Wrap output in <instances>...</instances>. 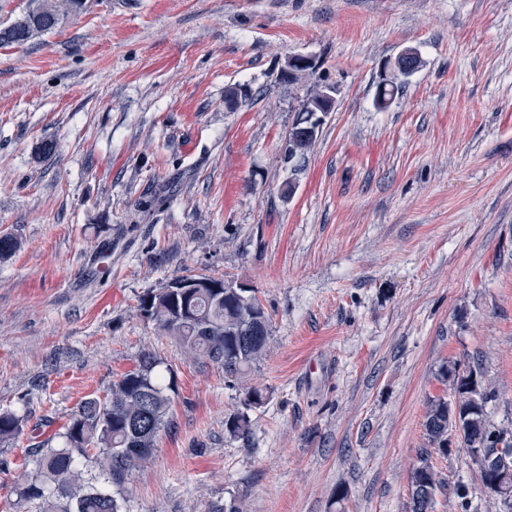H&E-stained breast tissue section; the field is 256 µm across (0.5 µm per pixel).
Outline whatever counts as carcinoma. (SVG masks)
Instances as JSON below:
<instances>
[{
  "label": "carcinoma",
  "instance_id": "obj_1",
  "mask_svg": "<svg viewBox=\"0 0 512 512\" xmlns=\"http://www.w3.org/2000/svg\"><path fill=\"white\" fill-rule=\"evenodd\" d=\"M83 0H34L32 7L10 26L0 29V44L25 43L55 29L76 12ZM408 74L378 85L380 107L390 105ZM305 113H299L290 129L288 158L302 161L315 144L318 133L302 129ZM138 309L164 335L172 337L197 361L224 369V375L239 383L262 357L270 330V315L246 288H194L187 296L162 288L143 295ZM162 361L151 350L138 355L134 367L112 383L106 396L81 402L63 429L42 438L44 418L34 426L29 444L22 451L20 497L38 504L39 512H122L119 499L127 492L132 472L146 463L156 448L159 432L167 426L172 407ZM439 375L450 383L455 402L444 398L429 402L424 428L429 444L448 454V431L455 427L452 409L466 418L460 436L465 447L482 446L492 452L503 441L504 428L494 426L487 404L495 397L478 367L461 370L440 367ZM475 377L480 392L473 395L466 379ZM264 401L262 392L244 388L243 409L224 421L225 432L245 438L252 430L249 410ZM27 416L0 412V442L21 436ZM426 451L409 474L410 512H435L442 479ZM34 471H28L29 464Z\"/></svg>",
  "mask_w": 512,
  "mask_h": 512
}]
</instances>
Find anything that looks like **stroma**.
<instances>
[{"label":"stroma","mask_w":512,"mask_h":512,"mask_svg":"<svg viewBox=\"0 0 512 512\" xmlns=\"http://www.w3.org/2000/svg\"><path fill=\"white\" fill-rule=\"evenodd\" d=\"M420 67L384 109V62ZM294 54L316 72L291 82ZM336 89L306 163L283 141ZM250 97L236 108L228 88ZM52 144L44 154V144ZM0 410L61 427L144 349L173 369L169 424L123 512H495L460 436L429 449L444 364L479 365L512 429V0H84L0 45ZM182 274L253 288L270 341L248 438L240 386L138 311ZM26 438L0 442V512ZM243 398V409L231 413L224 421L225 432L231 437H248L252 430L251 418L248 413L252 408L260 406L265 397L255 388L245 387ZM429 456V453H423L419 464L409 474L411 512H435L437 495L444 487L442 479L430 463Z\"/></svg>","instance_id":"1"}]
</instances>
